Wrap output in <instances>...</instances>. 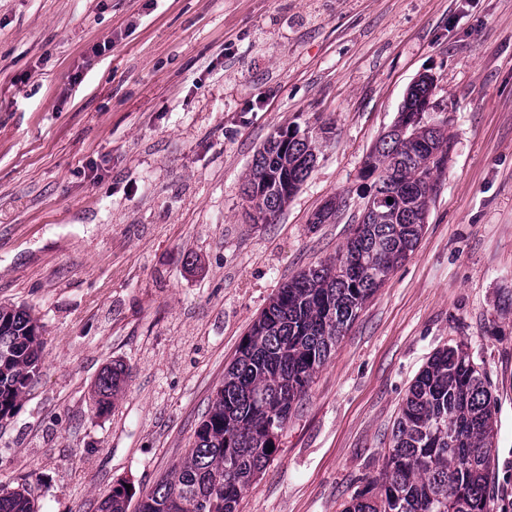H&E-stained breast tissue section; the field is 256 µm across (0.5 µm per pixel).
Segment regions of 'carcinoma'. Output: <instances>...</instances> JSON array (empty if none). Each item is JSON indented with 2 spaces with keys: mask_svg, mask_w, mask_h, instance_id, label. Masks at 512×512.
Here are the masks:
<instances>
[{
  "mask_svg": "<svg viewBox=\"0 0 512 512\" xmlns=\"http://www.w3.org/2000/svg\"><path fill=\"white\" fill-rule=\"evenodd\" d=\"M428 87H411L393 125L368 155L374 178L364 218L341 255L300 272L278 289L240 342L224 385L196 430L190 457L138 504L137 512H237L274 452L293 404L388 274L414 251L451 142L412 108ZM324 126L279 131L259 152L243 194L256 224L272 223L308 177ZM393 203H387V199ZM43 342L24 309L0 306V419L34 380ZM125 379L107 367L95 383L97 410L108 412ZM495 400L483 370L460 345L437 350L403 401L378 476L360 480L343 512H488L485 496L494 439ZM121 484L98 512H127ZM0 512H36L27 490H0Z\"/></svg>",
  "mask_w": 512,
  "mask_h": 512,
  "instance_id": "carcinoma-1",
  "label": "carcinoma"
}]
</instances>
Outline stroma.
I'll return each instance as SVG.
<instances>
[{"label": "stroma", "mask_w": 512, "mask_h": 512, "mask_svg": "<svg viewBox=\"0 0 512 512\" xmlns=\"http://www.w3.org/2000/svg\"><path fill=\"white\" fill-rule=\"evenodd\" d=\"M423 74V120L452 150L420 240L238 512H343L416 375L456 344L496 400L489 512H512V0H0V306L43 340L0 420V488L97 512L183 461L270 297L351 236L363 161ZM321 124L310 176L253 223L257 152ZM334 197L335 220L313 223ZM115 363L125 381L101 414L94 385ZM131 490L125 484L112 488V492L99 503L98 512H127L132 498Z\"/></svg>", "instance_id": "stroma-1"}]
</instances>
